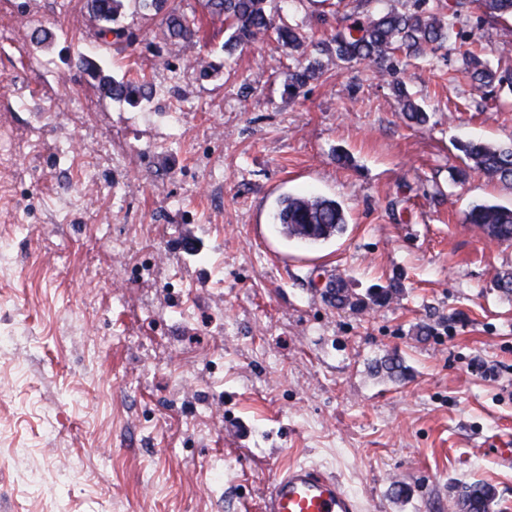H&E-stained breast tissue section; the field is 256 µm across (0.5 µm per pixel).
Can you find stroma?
<instances>
[{"label": "stroma", "instance_id": "35a3bbf8", "mask_svg": "<svg viewBox=\"0 0 512 512\" xmlns=\"http://www.w3.org/2000/svg\"><path fill=\"white\" fill-rule=\"evenodd\" d=\"M176 3L193 44L129 4L104 42L86 0H0V512H260L302 464L360 512H458L472 482L512 512V244L465 221L512 187L456 148L512 140V92L449 45L402 76L421 128L365 65L293 96L286 48L226 55L202 0ZM458 27L512 70L511 17ZM81 50L151 99L106 97ZM286 194L338 201L344 232L288 237ZM336 282L366 307H333ZM387 355L403 378L373 372Z\"/></svg>", "mask_w": 512, "mask_h": 512}]
</instances>
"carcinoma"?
<instances>
[{
    "instance_id": "cac0c4a2",
    "label": "carcinoma",
    "mask_w": 512,
    "mask_h": 512,
    "mask_svg": "<svg viewBox=\"0 0 512 512\" xmlns=\"http://www.w3.org/2000/svg\"><path fill=\"white\" fill-rule=\"evenodd\" d=\"M135 7L161 17L163 39L193 42L196 30L193 22L182 14L174 0H132ZM275 0H204V8L211 18L230 31L224 42V52L232 54L238 47L269 32L278 42L295 52L299 60L288 69L284 84L291 95H296L323 72L333 61L366 64L374 67L382 77L392 78L396 97L402 104L405 119L423 126L427 113L397 79L403 60L426 57L448 43L456 44L459 70L467 74L477 89L498 83L512 88V72L498 73L491 61L470 45L457 43L456 26L462 15L475 7L488 19L512 16V0H453L448 15L422 7L426 0L412 10H401L395 5L367 15L353 18L336 27L329 40L309 41L304 28L307 20L287 22L280 18V9L272 6ZM89 11L99 26L113 24L123 7V0H87ZM76 66L112 99L131 102L150 96L149 82L141 78L131 80L103 74L101 66L80 54ZM457 150L463 159L472 163L491 178L512 186V143H489L481 140L460 142ZM275 220L283 232L307 243H319L342 233L347 224L345 213L333 199L313 196H284L280 199ZM467 223L496 242L512 241V208L498 204H479L467 214ZM329 302L338 307L362 308L365 302L353 298L336 285L327 290ZM493 494L480 482L461 486L458 505L465 512H491Z\"/></svg>"
}]
</instances>
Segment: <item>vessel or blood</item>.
I'll use <instances>...</instances> for the list:
<instances>
[{
    "mask_svg": "<svg viewBox=\"0 0 512 512\" xmlns=\"http://www.w3.org/2000/svg\"><path fill=\"white\" fill-rule=\"evenodd\" d=\"M261 512H357V505L335 477L297 465L274 481L262 500Z\"/></svg>",
    "mask_w": 512,
    "mask_h": 512,
    "instance_id": "b4317fda",
    "label": "vessel or blood"
}]
</instances>
